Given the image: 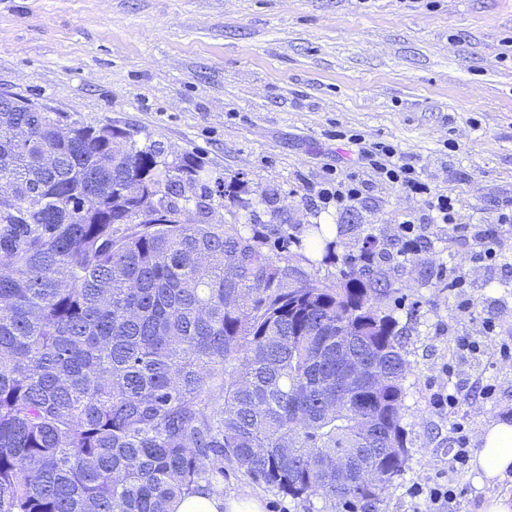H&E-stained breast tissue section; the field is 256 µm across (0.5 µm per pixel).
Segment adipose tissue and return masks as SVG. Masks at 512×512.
<instances>
[{"label":"adipose tissue","instance_id":"1","mask_svg":"<svg viewBox=\"0 0 512 512\" xmlns=\"http://www.w3.org/2000/svg\"><path fill=\"white\" fill-rule=\"evenodd\" d=\"M479 442L480 448L472 460L479 482H497L512 473V419L493 420L484 427ZM172 512H262V505L228 492H213L185 498L173 504Z\"/></svg>","mask_w":512,"mask_h":512}]
</instances>
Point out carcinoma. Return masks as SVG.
Listing matches in <instances>:
<instances>
[{
	"label": "carcinoma",
	"instance_id": "carcinoma-1",
	"mask_svg": "<svg viewBox=\"0 0 512 512\" xmlns=\"http://www.w3.org/2000/svg\"><path fill=\"white\" fill-rule=\"evenodd\" d=\"M163 152L0 99V512H169L226 462L305 512L378 503L408 457L388 284L350 254L336 284L288 282L217 208L179 217L202 165ZM339 331L370 354L358 385Z\"/></svg>",
	"mask_w": 512,
	"mask_h": 512
}]
</instances>
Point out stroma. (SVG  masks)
<instances>
[{"label": "stroma", "mask_w": 512, "mask_h": 512, "mask_svg": "<svg viewBox=\"0 0 512 512\" xmlns=\"http://www.w3.org/2000/svg\"><path fill=\"white\" fill-rule=\"evenodd\" d=\"M1 91L199 156L204 181L240 177L249 205L225 201V223L259 233L293 275L336 280L341 257L371 248L390 285L377 305L396 319L409 364V456L381 502L321 501L319 512H414L406 490L447 468L455 423L475 450L491 420L512 414L500 355L512 346V228H501L493 264L474 260L465 230L496 225L512 204V0H0ZM353 134L394 144L434 192L455 198L460 229L365 168L357 207L322 206L317 191L351 164ZM409 217L420 230L413 255L398 236ZM316 222L330 225L337 263L310 262ZM452 267L466 287L449 289ZM458 335L478 340L482 356L460 354ZM444 385L459 399L448 412L431 403ZM456 484L452 512L512 495V476L481 486L467 469ZM224 488L264 512H303L230 464Z\"/></svg>", "instance_id": "1"}]
</instances>
